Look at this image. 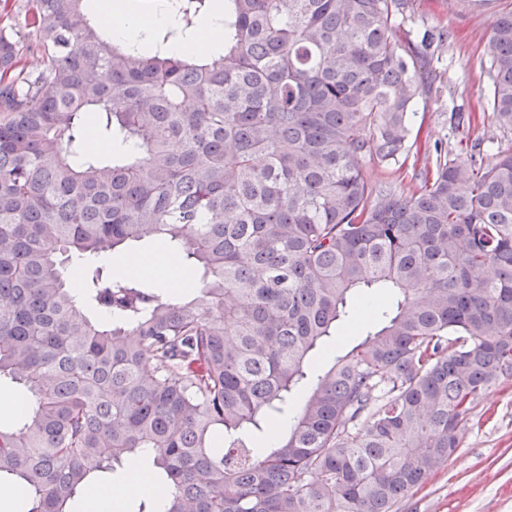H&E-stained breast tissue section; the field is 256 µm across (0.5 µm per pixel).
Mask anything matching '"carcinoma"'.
Returning <instances> with one entry per match:
<instances>
[{
    "label": "carcinoma",
    "mask_w": 512,
    "mask_h": 512,
    "mask_svg": "<svg viewBox=\"0 0 512 512\" xmlns=\"http://www.w3.org/2000/svg\"><path fill=\"white\" fill-rule=\"evenodd\" d=\"M216 2L174 0L147 53L83 0H28L29 45L0 29V378L31 395L0 489L26 512L145 454L168 498L133 512H393L512 376V149L439 145L408 198L362 175L407 150L429 90L392 40L410 0H224V53H172ZM489 49L512 130V9ZM88 112L131 152L83 156ZM144 238L182 249L186 299L144 271L62 278V255ZM361 288L393 295L360 321ZM338 323L360 340L312 369Z\"/></svg>",
    "instance_id": "1"
}]
</instances>
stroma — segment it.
<instances>
[{"label":"stroma","mask_w":512,"mask_h":512,"mask_svg":"<svg viewBox=\"0 0 512 512\" xmlns=\"http://www.w3.org/2000/svg\"><path fill=\"white\" fill-rule=\"evenodd\" d=\"M413 7L396 28L400 50L419 54L428 75V95L419 97L410 118L414 143L405 161L382 167L365 163L363 175L373 184L392 186L410 196L416 173L430 165L436 144H448L466 157L476 139L512 147V132L497 128L487 106L488 43L496 13L512 0H493L483 12L462 8L459 0H412ZM444 28L448 39L435 51L423 49L421 35ZM467 115L457 124L451 115ZM397 512H512V377L484 396L464 429L459 448L425 483L407 494Z\"/></svg>","instance_id":"35a3bbf8"}]
</instances>
